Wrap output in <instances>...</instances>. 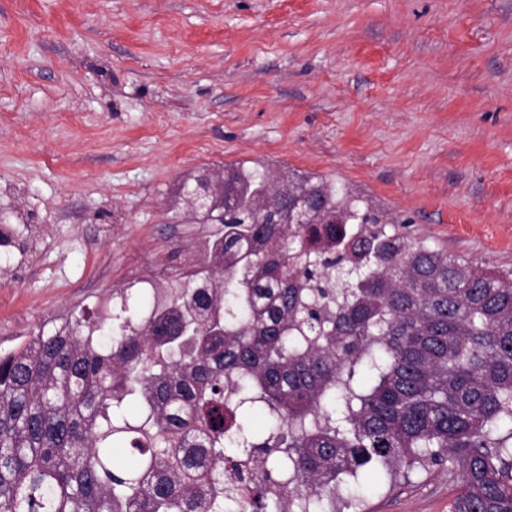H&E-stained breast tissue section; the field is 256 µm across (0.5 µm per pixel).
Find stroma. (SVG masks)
Masks as SVG:
<instances>
[{"label":"stroma","instance_id":"stroma-1","mask_svg":"<svg viewBox=\"0 0 512 512\" xmlns=\"http://www.w3.org/2000/svg\"><path fill=\"white\" fill-rule=\"evenodd\" d=\"M231 163L331 179L512 269V0H0V354L203 261L216 227L181 187ZM345 489L452 512L461 485L435 466Z\"/></svg>","mask_w":512,"mask_h":512}]
</instances>
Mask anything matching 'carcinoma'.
Returning a JSON list of instances; mask_svg holds the SVG:
<instances>
[{"label":"carcinoma","instance_id":"obj_1","mask_svg":"<svg viewBox=\"0 0 512 512\" xmlns=\"http://www.w3.org/2000/svg\"><path fill=\"white\" fill-rule=\"evenodd\" d=\"M205 250L152 318L126 295L0 356V512H336L345 475L445 464L453 512H512V271L241 163Z\"/></svg>","mask_w":512,"mask_h":512}]
</instances>
